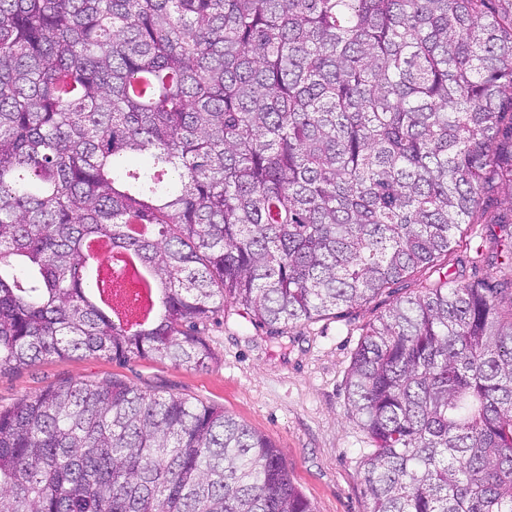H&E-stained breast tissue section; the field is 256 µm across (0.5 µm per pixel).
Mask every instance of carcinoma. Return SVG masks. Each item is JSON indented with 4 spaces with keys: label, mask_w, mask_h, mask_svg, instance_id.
Instances as JSON below:
<instances>
[{
    "label": "carcinoma",
    "mask_w": 512,
    "mask_h": 512,
    "mask_svg": "<svg viewBox=\"0 0 512 512\" xmlns=\"http://www.w3.org/2000/svg\"><path fill=\"white\" fill-rule=\"evenodd\" d=\"M512 197V0H0V373L211 358L448 256ZM490 241L512 239V206ZM154 311L93 299L89 247ZM372 512H512V277H445L363 329ZM0 512H313L270 439L119 378L0 410ZM93 252L99 258V264L94 271L97 280H100L104 288H109L112 283V274L118 271L122 279L126 282H131L141 296V310L138 316L131 320L129 323L143 322L152 314V308L146 309V293L144 292L145 285L149 283L148 274L136 267L126 258L112 257V245L108 241H100L93 246ZM106 257L112 258V265H107L103 262Z\"/></svg>",
    "instance_id": "obj_1"
}]
</instances>
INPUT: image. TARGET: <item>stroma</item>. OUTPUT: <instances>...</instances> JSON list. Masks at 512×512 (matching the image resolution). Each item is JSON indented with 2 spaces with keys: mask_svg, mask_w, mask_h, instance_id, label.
<instances>
[{
  "mask_svg": "<svg viewBox=\"0 0 512 512\" xmlns=\"http://www.w3.org/2000/svg\"><path fill=\"white\" fill-rule=\"evenodd\" d=\"M485 223L466 224L448 260L419 269L401 284L348 309L289 329L282 339L239 316L215 314L204 337L213 358L186 369L149 359L123 364L104 356L50 358L0 373V408L11 407L62 380L124 381L168 396L224 409L266 435L283 454L291 481L313 512H371L364 484L372 444L351 416L346 386L361 330L396 300L450 272L459 281L487 279L488 258L497 254L498 277L512 276V240L491 247Z\"/></svg>",
  "mask_w": 512,
  "mask_h": 512,
  "instance_id": "obj_1",
  "label": "stroma"
}]
</instances>
